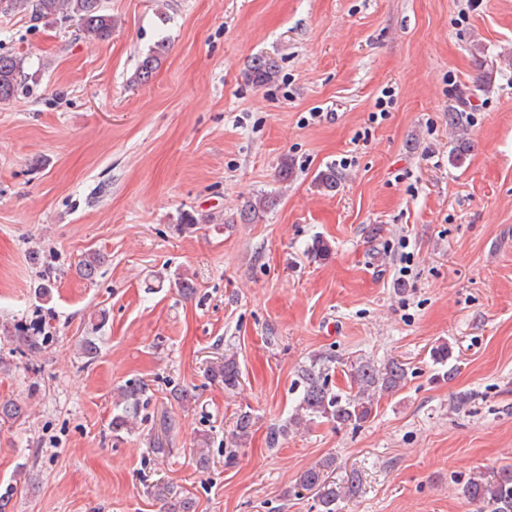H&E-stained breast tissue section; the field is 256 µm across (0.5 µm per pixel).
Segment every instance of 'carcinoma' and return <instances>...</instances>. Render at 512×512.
<instances>
[{"label":"carcinoma","mask_w":512,"mask_h":512,"mask_svg":"<svg viewBox=\"0 0 512 512\" xmlns=\"http://www.w3.org/2000/svg\"><path fill=\"white\" fill-rule=\"evenodd\" d=\"M28 11L37 21L69 19L77 22L79 30L90 40H106L112 37L115 24L112 14L103 6L102 0H0V13L11 14ZM165 46L147 54L139 63L135 73L138 82L148 81L159 66ZM25 58L17 55L0 54V105H6L23 88ZM278 69L275 61L257 57L247 72L248 80L261 87L276 81ZM468 140L460 137L449 153V161L460 165L468 155ZM105 257L97 251L85 253L77 265L81 277L91 280L103 265ZM12 341L17 348L34 351L40 348V337L30 335L23 329L15 330ZM329 359L315 358L301 368L299 383L301 393L288 421L271 433L276 441L289 433L318 421H327L336 428L358 429L371 418L375 403L385 393H396L405 384L408 371L399 360L377 364L372 360H356L347 364L349 388L334 391L329 387ZM210 377L224 385V390L234 391L240 385L241 370L233 355L209 369ZM143 396V387L127 386L122 389V406L112 417V430L128 429L137 418ZM26 407L14 401H0V423L17 422L23 418ZM254 419L249 411L237 414L232 433L234 443L239 445L248 439ZM336 460L325 456L318 463L303 470L295 484L296 495L308 491L314 494L321 512H336L338 500L351 497L358 492L357 476L351 475L343 485L329 480V472L335 470ZM465 497L482 504L488 512H512V464L499 468L487 481H472L465 490ZM153 495L165 502L167 512H196L194 500L186 495L179 496L174 488L165 482L153 485Z\"/></svg>","instance_id":"carcinoma-1"}]
</instances>
